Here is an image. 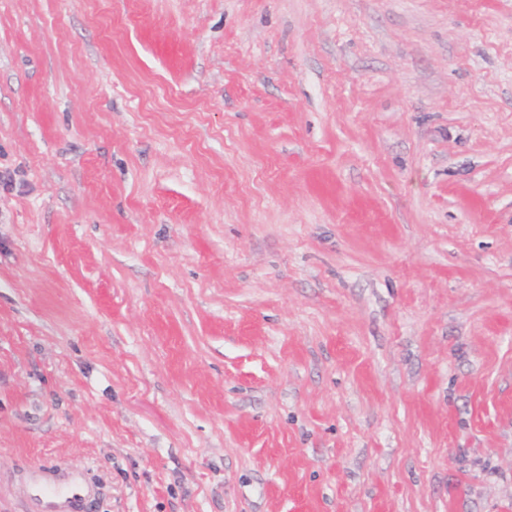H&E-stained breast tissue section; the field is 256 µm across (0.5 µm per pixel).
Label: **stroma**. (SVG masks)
Returning <instances> with one entry per match:
<instances>
[{"mask_svg":"<svg viewBox=\"0 0 512 512\" xmlns=\"http://www.w3.org/2000/svg\"><path fill=\"white\" fill-rule=\"evenodd\" d=\"M512 512V0H0V512Z\"/></svg>","mask_w":512,"mask_h":512,"instance_id":"35a3bbf8","label":"stroma"}]
</instances>
